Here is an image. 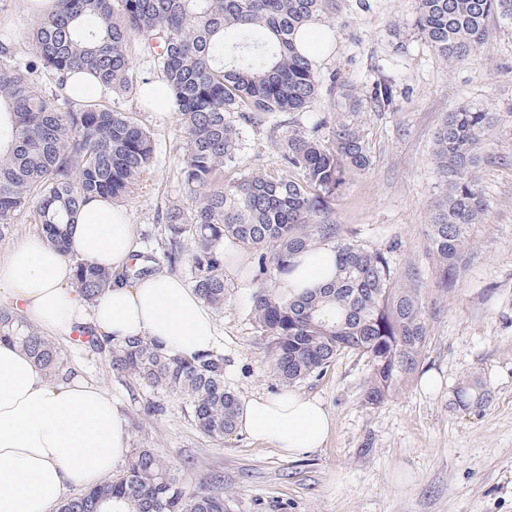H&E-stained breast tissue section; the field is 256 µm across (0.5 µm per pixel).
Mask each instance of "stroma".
I'll list each match as a JSON object with an SVG mask.
<instances>
[{
	"label": "stroma",
	"mask_w": 512,
	"mask_h": 512,
	"mask_svg": "<svg viewBox=\"0 0 512 512\" xmlns=\"http://www.w3.org/2000/svg\"><path fill=\"white\" fill-rule=\"evenodd\" d=\"M414 7L415 0H336L325 21L333 42L318 67L353 82L371 156L369 172L346 183L328 218L358 244L389 250L399 267L432 270L423 231L444 190L433 151L446 115L463 105L501 115L492 132L494 157L473 172L491 218L467 230L470 261L440 297L416 378L370 405L366 359L338 357L322 375L294 386L329 410L332 435L324 447L286 459L239 431L219 441L202 436L176 396L114 375L73 337L58 339L72 369L111 395L130 447L153 449L187 489L218 487L231 512H512V24L491 19L477 61L451 68L418 34ZM32 21L28 0H0V34L11 38L16 59L29 55L22 34ZM388 78L396 97L381 111L370 93ZM92 100L129 113L156 140L150 175L120 201L137 226L139 252L153 254L161 213L189 202L180 177L181 130L172 108L147 107L138 92L105 90ZM344 109L339 90L326 88L310 108L278 114L276 127H245L241 163L225 168V181L245 168L280 174L276 133L321 118L335 122ZM225 248L244 260L225 267L229 297L213 313L228 382L242 400L279 393L244 307L264 278L247 266L246 248L231 242ZM428 371L440 379L431 391L420 380ZM463 382L484 385L488 405L456 407L454 392ZM151 401L163 405L162 414L148 413Z\"/></svg>",
	"instance_id": "1"
}]
</instances>
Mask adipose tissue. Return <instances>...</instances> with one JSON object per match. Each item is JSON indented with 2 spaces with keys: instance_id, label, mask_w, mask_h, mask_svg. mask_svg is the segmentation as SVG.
I'll return each mask as SVG.
<instances>
[{
  "instance_id": "ef3b65f1",
  "label": "adipose tissue",
  "mask_w": 512,
  "mask_h": 512,
  "mask_svg": "<svg viewBox=\"0 0 512 512\" xmlns=\"http://www.w3.org/2000/svg\"><path fill=\"white\" fill-rule=\"evenodd\" d=\"M136 248L122 207L93 198L78 211L71 254L32 235L0 256V304L49 336L92 327L115 342L137 336L193 355L219 348L211 311L187 283L165 270L134 282L119 278ZM112 270L107 292L86 303L73 284V259ZM336 252H305L279 277L285 294L331 281ZM239 428L293 459L320 448L334 420L314 398L286 392L246 399ZM125 419L111 397L79 376L49 380L17 347L0 343V512H51L72 489L112 476L128 451Z\"/></svg>"
}]
</instances>
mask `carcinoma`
<instances>
[{"label":"carcinoma","instance_id":"obj_1","mask_svg":"<svg viewBox=\"0 0 512 512\" xmlns=\"http://www.w3.org/2000/svg\"><path fill=\"white\" fill-rule=\"evenodd\" d=\"M333 0H57L34 21L33 60L0 66V239L15 215L32 211L43 236L70 256L72 218L92 198L130 194L155 157L153 134L124 112L97 103H74L63 93L71 72L94 74L109 89L140 83L132 46L153 57L173 100L184 136L180 176L191 205L171 204L162 214V260L185 265L192 288L221 310L229 289L224 266L231 239L254 256L271 278L303 252L336 251L335 279L290 298L273 288L253 291L246 309L270 357V373L288 388L323 374L342 354L367 360L365 399L384 403L419 366L428 347V322L439 313L432 292H446L468 264L466 229L484 224L490 203L471 177L490 158L494 112L463 106L436 132L434 161L447 182L435 201L424 238L434 259L432 284L414 266L397 268L385 249H367L327 219L331 201L350 178L364 173L370 155L352 85L326 78L297 49L298 32L321 20ZM512 23V0H415V26L432 51L453 66L474 61L491 17ZM56 79L45 95L35 74ZM341 83L350 111L341 113L331 138L323 122L292 129L274 141L287 172L247 170L224 183V167L237 163L240 123L273 124L279 113L301 112L325 82ZM394 85L379 81L373 102L384 108ZM193 239L185 251L186 237ZM112 271L79 260L74 287L86 303L112 285ZM81 344L104 355L112 371L173 394L205 436L222 440L237 429L240 400L226 380L224 356H186L155 342L113 343L90 326L78 327ZM0 341L21 349L50 380L67 375V356L16 312L0 309ZM479 383L457 388L455 405L488 401ZM227 512L224 495L189 492L150 448H135L125 469L64 497L56 512Z\"/></svg>","mask_w":512,"mask_h":512}]
</instances>
